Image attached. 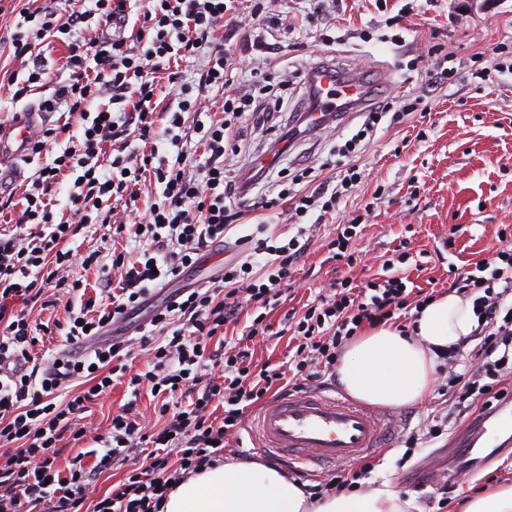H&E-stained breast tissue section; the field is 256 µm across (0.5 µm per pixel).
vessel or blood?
<instances>
[{
    "label": "vessel or blood",
    "instance_id": "1",
    "mask_svg": "<svg viewBox=\"0 0 512 512\" xmlns=\"http://www.w3.org/2000/svg\"><path fill=\"white\" fill-rule=\"evenodd\" d=\"M323 84L335 85L337 99L364 104L368 87L361 76L337 80L331 66H324ZM51 115L30 104L16 110L10 123L0 125V190L21 175L20 162L29 160L41 123ZM258 439L276 459L300 468L308 465H343L382 447L386 430L381 416L343 395L319 392L287 394L271 401L258 414ZM512 435V412L497 408L475 418L463 433L464 446L479 440Z\"/></svg>",
    "mask_w": 512,
    "mask_h": 512
}]
</instances>
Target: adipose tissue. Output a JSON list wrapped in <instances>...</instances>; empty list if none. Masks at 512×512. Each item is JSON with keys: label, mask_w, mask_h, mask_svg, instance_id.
<instances>
[{"label": "adipose tissue", "mask_w": 512, "mask_h": 512, "mask_svg": "<svg viewBox=\"0 0 512 512\" xmlns=\"http://www.w3.org/2000/svg\"><path fill=\"white\" fill-rule=\"evenodd\" d=\"M477 325L472 298L441 295L418 314L412 332L381 325L353 340L337 368L338 379L351 396L373 405L420 402L433 385L439 356ZM410 506L387 487L312 500L275 466L227 462L180 484L165 512H407Z\"/></svg>", "instance_id": "1"}]
</instances>
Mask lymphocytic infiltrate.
I'll use <instances>...</instances> for the list:
<instances>
[{"instance_id":"1","label":"lymphocytic infiltrate","mask_w":512,"mask_h":512,"mask_svg":"<svg viewBox=\"0 0 512 512\" xmlns=\"http://www.w3.org/2000/svg\"><path fill=\"white\" fill-rule=\"evenodd\" d=\"M83 12L62 13L53 6L23 4L9 38L0 37V54L31 58L28 74L11 70L13 101L27 96L49 71L37 52L39 43L63 40L69 77L44 106L60 111L57 127L43 131L35 153H51L40 162L32 183L23 188V205L14 224L0 225V512H164L171 486L223 464L224 451L238 438L248 409L264 404L274 390L299 391L334 370L351 336L363 327L392 324L410 329L412 311L439 295L413 284L401 266L411 253L399 243L396 259L380 272L356 280L346 275L329 293L308 304L299 321H284L295 352L281 365L255 364L250 340L269 338L275 309L313 233L302 224L311 211H335L364 174L354 159L373 137L383 117L401 123L421 111L423 97L398 111L373 103L360 129L337 157L334 183L310 186L312 167L276 165L230 167L241 152L245 125L266 129L278 155L300 138L303 115L330 112V91L306 79L300 108H285L289 80L276 86L259 80L240 82L237 53L277 54L283 24L268 15L267 0H254L252 33H241L226 0H93ZM97 19L112 27L110 36L88 39L80 23ZM202 63L192 82L182 66ZM178 83L179 92L159 102L157 73ZM220 91V114L202 122ZM167 141L174 157L159 155ZM68 184L67 215L55 216L56 192ZM159 188L145 224H114L119 206L132 207L144 185ZM282 210L297 232L281 246L271 244L264 226L240 236L236 257L209 280L178 286L184 270L225 243L228 233L250 214ZM113 227L116 234L145 241L144 249L112 255L113 274L99 289L70 279L72 244L87 224ZM500 246L489 262L474 269L448 266L449 290L473 297L478 319L476 366L455 372L460 355H444L453 372L449 390L459 413L492 409L507 399L512 378V236L498 235ZM253 319L242 336L229 340L243 308ZM52 313V322L34 321L33 310ZM143 315L152 358L148 369L133 370L123 355L125 341L68 360L42 359L38 335H58L61 343L86 340ZM239 325V324H238ZM223 361L221 376H207L209 363ZM130 389L132 399L112 416L103 434L88 436L82 422L92 404L113 384ZM150 394L155 422L146 426L136 399ZM90 452H80L86 439ZM140 459L112 493L85 510V489L97 471Z\"/></svg>"}]
</instances>
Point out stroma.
<instances>
[{"label":"stroma","instance_id":"35a3bbf8","mask_svg":"<svg viewBox=\"0 0 512 512\" xmlns=\"http://www.w3.org/2000/svg\"><path fill=\"white\" fill-rule=\"evenodd\" d=\"M404 6L409 9L405 15L400 12ZM395 15L402 18V47L392 43L394 30L386 24ZM330 34L328 43L298 32L284 36L283 57L259 66L246 56L239 66L247 75L260 68L273 83L285 68L299 86L310 68L333 62L341 70L381 79V101L396 106L424 96L430 113L394 127L381 121L357 156L365 182L318 227L280 308L270 313L275 323L344 276L345 266L327 261L324 245L337 225L358 214L366 216L355 245L359 262L353 272L358 278L380 266L406 238L426 277L447 279L449 263L462 266L490 257L498 246L499 228L512 225V74L492 71L486 81L470 74L473 68L489 67L497 46L512 41V0H387L383 10L375 0H343ZM443 52L452 54L457 73L447 87L432 90L425 71ZM361 124V117L349 114L336 129L298 142L291 161L321 168L323 177H331V170L322 166L330 148ZM378 189L383 196L377 200L373 193ZM454 224L461 230L452 236L448 230ZM448 237L455 240L453 249L437 258L436 247ZM446 376V371H436V385L423 401L389 408V439L362 478L363 491L387 483L414 501L415 512H461L466 498L512 485V449L494 453L488 463L470 464L458 457L452 444L464 422L449 424L447 435L406 449L402 429H416L431 412L448 408L440 389ZM419 469L447 482L444 503L428 501L410 484Z\"/></svg>","mask_w":512,"mask_h":512}]
</instances>
